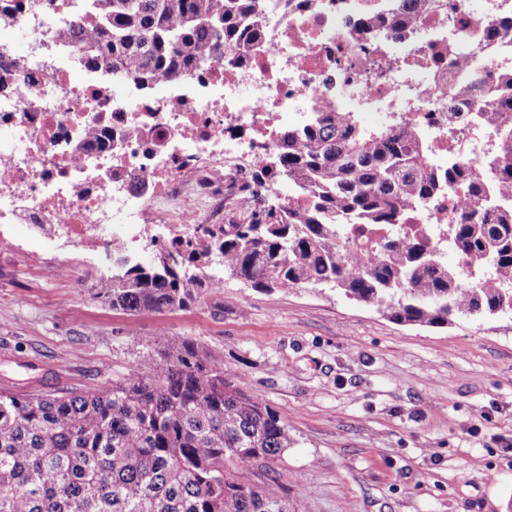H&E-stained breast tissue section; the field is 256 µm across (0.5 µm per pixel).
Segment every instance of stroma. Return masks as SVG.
Returning a JSON list of instances; mask_svg holds the SVG:
<instances>
[{
    "mask_svg": "<svg viewBox=\"0 0 512 512\" xmlns=\"http://www.w3.org/2000/svg\"><path fill=\"white\" fill-rule=\"evenodd\" d=\"M0 251V383L65 395L119 384L146 345L190 338L287 424L268 474L298 512H512V321L401 325L329 288L225 274L187 309L94 296L99 258L17 227Z\"/></svg>",
    "mask_w": 512,
    "mask_h": 512,
    "instance_id": "1",
    "label": "stroma"
}]
</instances>
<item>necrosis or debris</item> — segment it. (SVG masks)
Returning a JSON list of instances; mask_svg holds the SVG:
<instances>
[{
  "label": "necrosis or debris",
  "mask_w": 512,
  "mask_h": 512,
  "mask_svg": "<svg viewBox=\"0 0 512 512\" xmlns=\"http://www.w3.org/2000/svg\"><path fill=\"white\" fill-rule=\"evenodd\" d=\"M264 5L260 51L225 55L149 94L84 67L58 41L59 27L85 20L83 0H0V67L12 72L0 91V225L137 263L144 212L156 216L159 242L220 223L216 185L265 170L282 128L323 104L425 129L443 165L464 156L478 167L494 152L493 134L474 131L449 87L480 55L493 71L512 70V0H426L415 23L400 0ZM492 23L508 28L493 53Z\"/></svg>",
  "instance_id": "1"
}]
</instances>
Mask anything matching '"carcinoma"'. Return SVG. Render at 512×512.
<instances>
[{"label": "carcinoma", "instance_id": "carcinoma-1", "mask_svg": "<svg viewBox=\"0 0 512 512\" xmlns=\"http://www.w3.org/2000/svg\"><path fill=\"white\" fill-rule=\"evenodd\" d=\"M261 2L93 0L94 29L70 24L57 35L93 69L146 89L191 76L226 49L237 60L255 54ZM452 94L475 127L496 129L498 149L480 170L466 157L440 168L417 127L368 128L354 112H315L283 131L276 164L242 185L241 222L158 244L171 262L121 264L96 298L129 314L184 310L211 287L203 271L217 257L253 288L327 286L404 325L512 314V73L490 83L477 63ZM279 179L307 191L309 205L270 199ZM459 191L468 207L450 214L448 241L406 236L409 209ZM351 224L377 233L356 244ZM293 444L224 359L188 338L149 345L112 387L0 390V512H296L286 492L260 482Z\"/></svg>", "mask_w": 512, "mask_h": 512}]
</instances>
